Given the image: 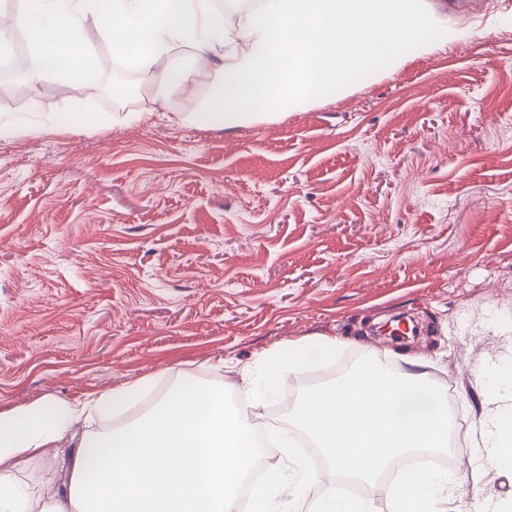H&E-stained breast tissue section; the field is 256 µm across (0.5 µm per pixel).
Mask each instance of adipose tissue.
I'll list each match as a JSON object with an SVG mask.
<instances>
[{
    "label": "adipose tissue",
    "mask_w": 512,
    "mask_h": 512,
    "mask_svg": "<svg viewBox=\"0 0 512 512\" xmlns=\"http://www.w3.org/2000/svg\"><path fill=\"white\" fill-rule=\"evenodd\" d=\"M426 0H23L16 22L28 34L27 80L38 87L80 72L94 53L86 14L112 30L114 49L152 72L170 54L192 64L163 74L178 93L169 119L203 128L270 123L377 76L448 41L426 22ZM339 343L292 345L274 357L264 382L250 381L248 412L233 410L223 386L178 380L152 409L126 425L94 431L125 414L151 388L142 378L78 401L46 399L0 411V512H237L238 490L258 459L254 428L270 384ZM59 449L68 485L47 495L22 491V461Z\"/></svg>",
    "instance_id": "obj_1"
}]
</instances>
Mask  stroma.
<instances>
[{
	"label": "stroma",
	"mask_w": 512,
	"mask_h": 512,
	"mask_svg": "<svg viewBox=\"0 0 512 512\" xmlns=\"http://www.w3.org/2000/svg\"><path fill=\"white\" fill-rule=\"evenodd\" d=\"M449 30L431 54L273 123L121 122L0 138V411L183 376L244 397L288 344L324 335L337 360L377 353L449 379L468 428L450 456L471 512H512V466L474 463L497 409L482 372L512 358V0H426ZM93 77L0 114L109 118L162 110L160 70H129L84 20ZM416 338L380 342L388 319ZM61 477L54 450L22 486Z\"/></svg>",
	"instance_id": "35a3bbf8"
}]
</instances>
